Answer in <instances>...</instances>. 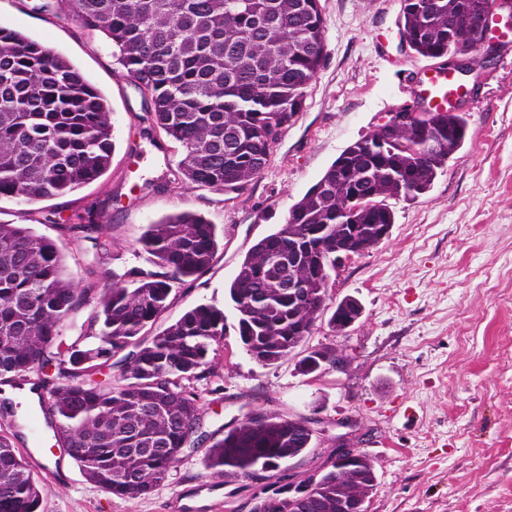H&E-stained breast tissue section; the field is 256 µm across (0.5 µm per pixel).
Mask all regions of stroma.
Listing matches in <instances>:
<instances>
[{"mask_svg":"<svg viewBox=\"0 0 512 512\" xmlns=\"http://www.w3.org/2000/svg\"><path fill=\"white\" fill-rule=\"evenodd\" d=\"M42 0H0V26L18 30L74 64L112 112L115 149L97 180L62 197L28 204L0 200V223L24 224L55 241L80 286L145 264L138 249L148 224L194 212L216 225L212 267L175 289L159 326L199 303L232 314L228 288L249 249L284 222L289 208L350 143L421 91L433 60L401 49V0H320L327 56L305 106L274 147L264 173L241 195L175 183L177 147L151 128L143 101L101 34L39 11ZM457 102L468 120L464 145L431 189L392 200L395 222L378 246L343 262L330 301L357 298L362 317L342 332L318 321L305 345L329 346L342 368L303 375L301 351L274 366L257 364L227 333L210 378L195 382L207 433L249 410L317 419L305 456L273 472L287 483L330 466L340 420L353 422L358 447L373 461L368 512H512V42L476 52ZM93 212L109 253L96 260L78 232L43 223ZM94 275H87V264ZM13 444L33 456L40 512H250L261 486L205 469L208 443L188 449L150 497L119 499L71 461L21 429Z\"/></svg>","mask_w":512,"mask_h":512,"instance_id":"1","label":"stroma"}]
</instances>
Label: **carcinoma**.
Returning a JSON list of instances; mask_svg holds the SVG:
<instances>
[{"label":"carcinoma","mask_w":512,"mask_h":512,"mask_svg":"<svg viewBox=\"0 0 512 512\" xmlns=\"http://www.w3.org/2000/svg\"><path fill=\"white\" fill-rule=\"evenodd\" d=\"M498 0H402L398 19L406 46L439 59H471L481 16ZM60 15L100 33L146 103L147 119L178 146L174 181L224 191L259 178L274 146L303 109L306 90L327 56L320 0H60ZM438 124L443 141L402 143L389 126L349 144L289 210L285 222L256 242L234 277L229 298L235 330L262 366L286 359L327 310L336 272V225L376 230L394 224L390 199L426 193L467 135L465 113L417 112ZM114 151L104 96L61 55L24 34L0 27V197L33 203L98 179ZM401 165L411 191L399 193L381 166ZM366 196L343 212L347 183ZM95 250L105 225L92 212L76 215ZM311 246V286L303 289L310 317L278 289L288 245ZM148 264L112 272L89 295L70 278L56 243L22 224L0 223V379L31 385L58 442L91 483L118 498L153 495L201 432V394L182 381L211 374L224 340V309L198 304L153 336L174 287L208 271L218 250L216 225L179 213L148 227L140 240ZM97 305L80 320L90 299ZM67 328L77 331L67 353L55 349ZM297 363L303 375L314 356ZM302 421L242 416L210 446L207 469L249 478L253 468L278 470L308 447ZM376 481L365 455L337 459L310 488L306 512L341 508L343 474ZM41 489L27 462L0 431V512H39ZM253 512H288V485L272 487Z\"/></svg>","instance_id":"cac0c4a2"}]
</instances>
